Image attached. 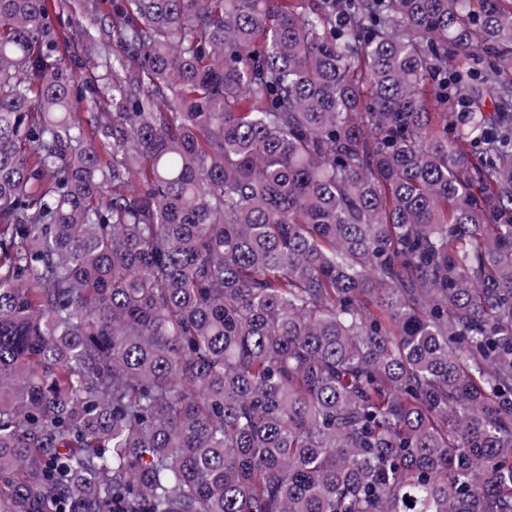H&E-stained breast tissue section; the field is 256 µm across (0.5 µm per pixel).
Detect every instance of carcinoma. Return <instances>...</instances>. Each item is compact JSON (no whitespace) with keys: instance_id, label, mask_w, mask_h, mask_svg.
Segmentation results:
<instances>
[{"instance_id":"1","label":"carcinoma","mask_w":512,"mask_h":512,"mask_svg":"<svg viewBox=\"0 0 512 512\" xmlns=\"http://www.w3.org/2000/svg\"><path fill=\"white\" fill-rule=\"evenodd\" d=\"M70 10L0 0V512H512V0Z\"/></svg>"}]
</instances>
